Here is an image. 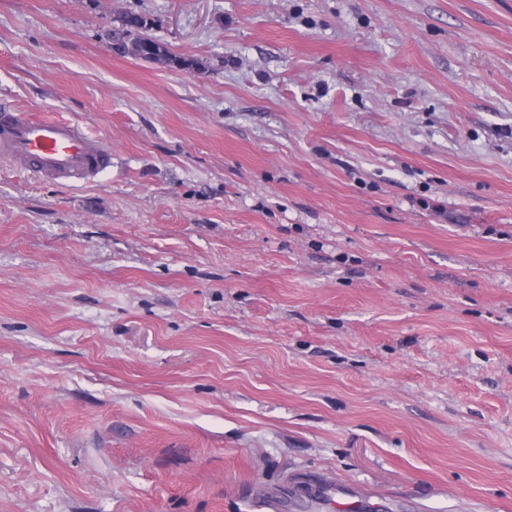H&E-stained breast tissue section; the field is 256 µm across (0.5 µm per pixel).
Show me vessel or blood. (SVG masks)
I'll return each mask as SVG.
<instances>
[{"label":"vessel or blood","mask_w":512,"mask_h":512,"mask_svg":"<svg viewBox=\"0 0 512 512\" xmlns=\"http://www.w3.org/2000/svg\"><path fill=\"white\" fill-rule=\"evenodd\" d=\"M0 159L47 180L73 185L94 180L112 163V143L79 123L34 112L0 109Z\"/></svg>","instance_id":"1"}]
</instances>
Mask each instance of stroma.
Listing matches in <instances>:
<instances>
[{"mask_svg":"<svg viewBox=\"0 0 512 512\" xmlns=\"http://www.w3.org/2000/svg\"><path fill=\"white\" fill-rule=\"evenodd\" d=\"M5 105L112 165L0 160V512H512V0H0ZM122 25V36L119 38L132 37V39L137 38L143 41H147L141 43L143 49L140 58H148L147 53H149V51L154 47H159L160 42L152 37H143L144 35L140 33V30L146 27V21L141 16L127 15L122 20Z\"/></svg>","mask_w":512,"mask_h":512,"instance_id":"1","label":"stroma"}]
</instances>
